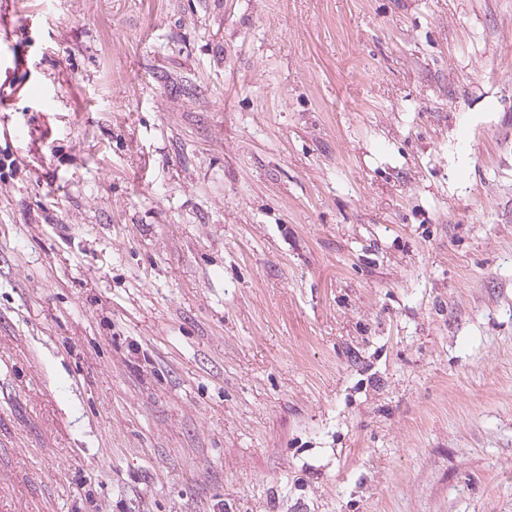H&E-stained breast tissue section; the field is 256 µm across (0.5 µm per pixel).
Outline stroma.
<instances>
[{
    "label": "stroma",
    "mask_w": 512,
    "mask_h": 512,
    "mask_svg": "<svg viewBox=\"0 0 512 512\" xmlns=\"http://www.w3.org/2000/svg\"><path fill=\"white\" fill-rule=\"evenodd\" d=\"M0 512H512V0H0Z\"/></svg>",
    "instance_id": "obj_1"
}]
</instances>
